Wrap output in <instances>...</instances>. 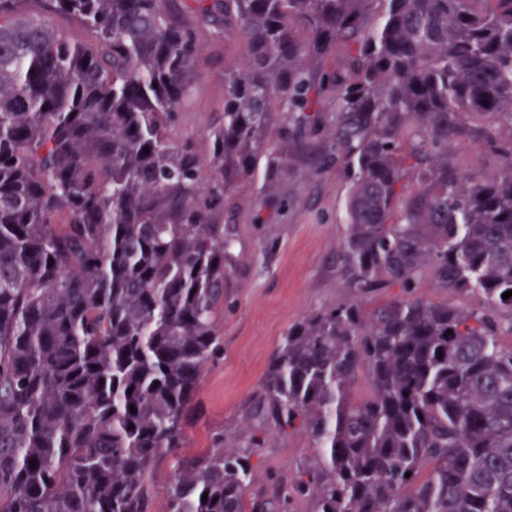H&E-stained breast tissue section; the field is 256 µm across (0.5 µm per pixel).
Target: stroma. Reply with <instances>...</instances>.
<instances>
[{"instance_id":"stroma-1","label":"stroma","mask_w":512,"mask_h":512,"mask_svg":"<svg viewBox=\"0 0 512 512\" xmlns=\"http://www.w3.org/2000/svg\"><path fill=\"white\" fill-rule=\"evenodd\" d=\"M213 31L210 24L196 28L192 83L167 129L172 143L191 144L205 161L210 133L224 116V69L239 64L243 41L238 34L223 40ZM448 159L470 174H492L503 166L499 153L469 139L452 142ZM345 189L336 169L302 160L280 181L258 174L226 193L224 220L234 263L224 271V310L218 317L222 351L202 370L183 448L149 471L152 512H167L164 490L176 457H197L219 440L228 448L243 447L253 433L261 434L264 445L252 457L259 484L272 474L293 480L312 460L315 444L307 434L260 426L252 408L289 327L353 297L337 273L338 246L346 233Z\"/></svg>"}]
</instances>
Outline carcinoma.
I'll list each match as a JSON object with an SVG mask.
<instances>
[{
    "label": "carcinoma",
    "mask_w": 512,
    "mask_h": 512,
    "mask_svg": "<svg viewBox=\"0 0 512 512\" xmlns=\"http://www.w3.org/2000/svg\"><path fill=\"white\" fill-rule=\"evenodd\" d=\"M26 2L0 0V512H150L149 469L222 350L224 194L322 134L355 299L288 329L253 405L313 462L248 498L260 437L219 443L176 462L168 512H512V142L492 128L512 126V0H195L193 22L176 0ZM217 13L246 61L224 69L205 184L165 131ZM458 139L503 168L458 172ZM427 271L478 305L419 295Z\"/></svg>",
    "instance_id": "carcinoma-1"
}]
</instances>
